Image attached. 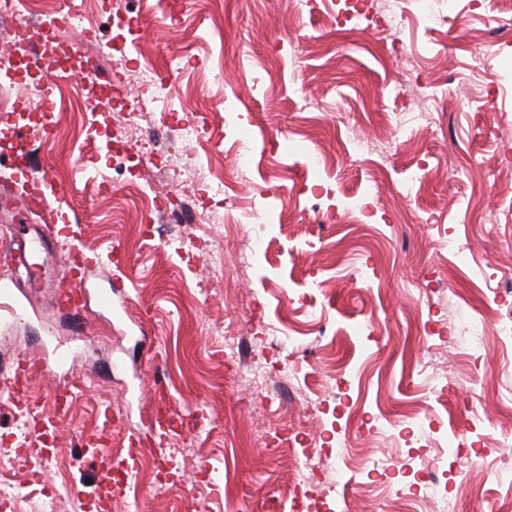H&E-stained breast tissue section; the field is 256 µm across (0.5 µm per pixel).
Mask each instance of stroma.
I'll return each instance as SVG.
<instances>
[{
  "label": "stroma",
  "mask_w": 512,
  "mask_h": 512,
  "mask_svg": "<svg viewBox=\"0 0 512 512\" xmlns=\"http://www.w3.org/2000/svg\"><path fill=\"white\" fill-rule=\"evenodd\" d=\"M363 7L359 25L346 23ZM132 20L117 28L114 10ZM398 30L382 22L383 0H93L96 38L66 31L64 49L111 61L97 47L141 49L158 80L179 98L173 112L148 118L139 140L153 163L120 166L112 138L121 112L92 118L57 111L43 135L40 116L21 133L36 174L49 175L77 213L82 244L121 246L129 286L112 295V316H87L70 378H85L65 413L49 372L30 385L31 417L60 414L57 455L45 475L12 467L0 481L27 483L20 512H42L45 493L76 512L73 485L98 490L73 465L81 435L94 433L103 401L119 407L110 442L149 437L152 383L164 377L179 427L168 447L183 451V485L162 492L149 470L113 497L107 512H234L242 488L255 512L288 498L291 460L301 448L344 453L355 467L387 455L386 476L357 478L347 512H403L401 492L423 459L443 455L459 512H512V458L503 439L512 408L497 406V380L512 376V344L500 333L497 292L512 284V0L474 8L471 0H403ZM432 10L447 23L425 30ZM180 66H170L173 56ZM42 52L19 77L0 73V110L26 86L48 85L57 98L86 101L90 79L61 78ZM404 126L392 129L391 112ZM196 130L183 139L179 126ZM390 141L391 156L356 159L348 137ZM266 147L247 170L237 138ZM194 154L228 184L185 201L178 226L142 202L170 194L166 154ZM429 176L419 187L409 169ZM267 197L278 210L265 225L271 241L252 252L247 214ZM348 196L366 197L369 215L347 214ZM232 214L239 227L202 226L197 202ZM44 282L35 312L16 321L0 313V364L69 341L75 325L53 302L62 256L36 252ZM483 329L484 344L456 340L453 328ZM299 330L289 349L294 376L311 405L257 390L247 365L274 364L273 330Z\"/></svg>",
  "instance_id": "1"
}]
</instances>
